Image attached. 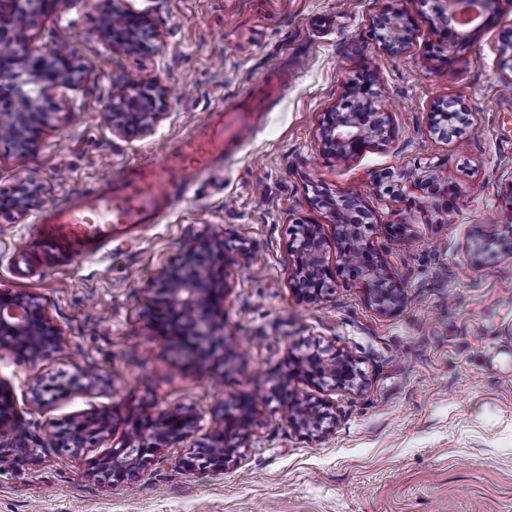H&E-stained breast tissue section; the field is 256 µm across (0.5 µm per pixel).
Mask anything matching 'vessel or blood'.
<instances>
[{
    "label": "vessel or blood",
    "instance_id": "obj_1",
    "mask_svg": "<svg viewBox=\"0 0 512 512\" xmlns=\"http://www.w3.org/2000/svg\"><path fill=\"white\" fill-rule=\"evenodd\" d=\"M259 107L249 97L225 103L159 164L119 174L40 216L28 234L29 243L46 254L67 252L91 259L130 229L159 223L202 178L223 170L225 155L244 141Z\"/></svg>",
    "mask_w": 512,
    "mask_h": 512
}]
</instances>
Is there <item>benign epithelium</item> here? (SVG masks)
Segmentation results:
<instances>
[{
	"instance_id": "obj_1",
	"label": "benign epithelium",
	"mask_w": 512,
	"mask_h": 512,
	"mask_svg": "<svg viewBox=\"0 0 512 512\" xmlns=\"http://www.w3.org/2000/svg\"><path fill=\"white\" fill-rule=\"evenodd\" d=\"M21 0H0V71L11 76L14 109L0 113V140L8 137L17 143V151L23 153L31 145L29 142V122L36 119L43 122L40 99L52 87L68 83L72 69L69 59H57L52 78H47L43 67L48 63L46 56L37 53L30 45L27 36V20L20 7ZM435 30L443 33L445 40L442 51L463 43L470 37V31L458 27L454 19L463 12V7L473 9L479 20L496 15L500 0H436ZM382 28L378 39L391 51L401 50L411 38L409 19L399 9L387 8L381 15ZM102 37L114 39V47L148 46L154 37L150 22L145 15H135L123 7V0H113L112 20ZM377 94L363 85L349 82L346 99L326 113L319 135L326 150L332 155L345 159L359 151L374 138L388 134V114L375 108ZM116 116L115 127L126 130L130 127L139 130L149 129L159 118L160 112L154 94L145 92L143 86L126 83L125 88L112 101ZM436 179H405L396 183V193L407 197L416 191L431 192ZM316 204L326 210V214L339 239L345 243L359 241L361 269L368 291L370 304L380 312H388L402 304L401 288L388 272L380 254V247L374 241L375 226L370 223L349 224L342 217V211L354 205H362L359 196L351 193L330 197L317 192ZM290 251L297 257V265L292 277L298 288L313 301L324 298L330 288L329 271L325 265L323 243L319 228L315 224H300L293 235ZM219 268L225 266L224 245L220 241L203 242L190 250L182 263L165 270L161 280L172 294V316L182 322L185 341L193 351H217L224 347V320H216L213 310L214 294L211 274L201 255ZM60 343V331L44 312V305L31 295L0 292V347L19 348L38 357L44 346ZM318 376L339 385L361 387L355 383L358 372L352 361L336 352L331 358L316 366ZM13 398L10 389L0 381V437L8 434L16 423L17 416L10 413ZM251 423L237 422L222 417V429L217 437L224 453L215 457L210 466L215 471L238 461L239 449L245 447ZM157 433L151 441L139 434L127 436L120 446L112 449L101 465L110 470V476L121 480L136 472L151 456L165 448L184 443L197 429L196 416L175 409L155 421ZM109 430L108 415L85 417L77 421L74 428L73 445L81 446L84 436H101Z\"/></svg>"
}]
</instances>
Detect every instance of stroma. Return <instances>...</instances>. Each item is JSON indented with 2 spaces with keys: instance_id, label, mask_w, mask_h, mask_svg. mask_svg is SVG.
Masks as SVG:
<instances>
[{
  "instance_id": "stroma-1",
  "label": "stroma",
  "mask_w": 512,
  "mask_h": 512,
  "mask_svg": "<svg viewBox=\"0 0 512 512\" xmlns=\"http://www.w3.org/2000/svg\"><path fill=\"white\" fill-rule=\"evenodd\" d=\"M147 15L149 49L114 48L99 35L112 0H64L35 17L44 55L67 40L74 73L45 94L47 118L31 150L0 145V197L36 193L0 211V292L38 297L62 333L37 358L0 348L22 442L0 440V512H512V377L487 359L512 343V0L454 58L437 51L427 0H126ZM412 19L399 52L374 31L385 7ZM288 73L256 130L223 174L202 180L161 224L113 243L107 257L42 262L22 250L36 215L154 162L226 100L265 94L262 77ZM154 88L161 115L146 132L118 131L110 105L127 79ZM368 80L391 135L339 159L320 123L349 79ZM459 103L465 131L433 132L439 104ZM433 172L449 209L386 191L385 175ZM359 195L384 239V261L404 294L381 313L344 269L342 245L314 188ZM319 225L332 274L327 300L295 289L289 230ZM223 242L229 288L221 307L227 351L192 357L157 329L159 275L194 244ZM351 357L361 389L293 374L306 344ZM69 392L45 387L58 371ZM41 392L42 404L32 402ZM324 404L322 437L291 425L284 400ZM246 407L250 436L224 471L188 464L209 444L221 406ZM191 410L187 442L156 454L132 481L94 476L132 416ZM105 412L95 444L63 448L50 435Z\"/></svg>"
}]
</instances>
